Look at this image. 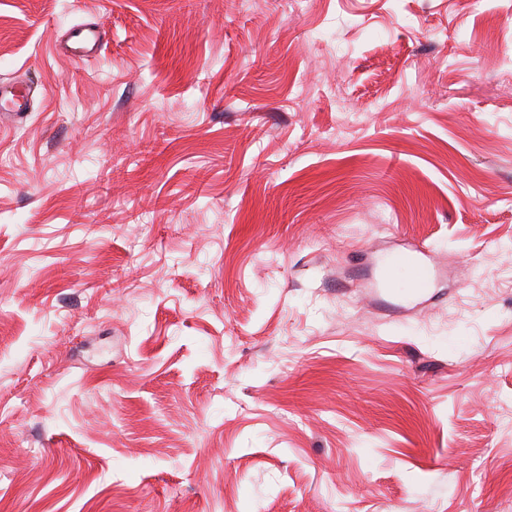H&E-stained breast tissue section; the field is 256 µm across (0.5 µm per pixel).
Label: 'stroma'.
Wrapping results in <instances>:
<instances>
[{"label":"stroma","mask_w":512,"mask_h":512,"mask_svg":"<svg viewBox=\"0 0 512 512\" xmlns=\"http://www.w3.org/2000/svg\"><path fill=\"white\" fill-rule=\"evenodd\" d=\"M1 81L0 512H512V0H0ZM100 38L98 26L83 24L73 27L67 34L66 50L79 58H88L95 53ZM32 99L31 88L17 90L4 82H0V109L3 112L1 113V123L4 122L5 114L17 115L20 112H28ZM393 262L394 264H409L415 269L413 288H415L417 293L423 294L430 288L431 283L428 269L417 264L413 255L400 254L394 258Z\"/></svg>","instance_id":"35a3bbf8"}]
</instances>
